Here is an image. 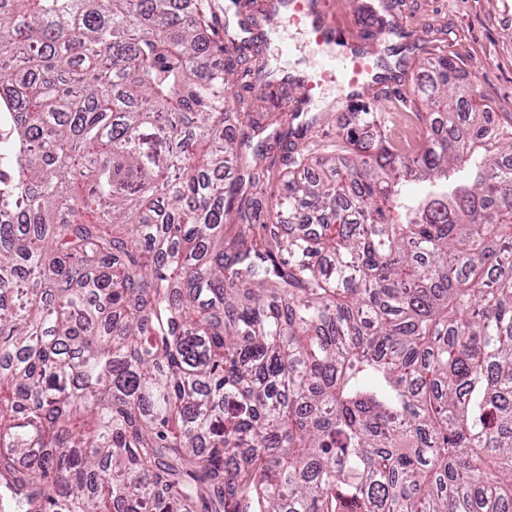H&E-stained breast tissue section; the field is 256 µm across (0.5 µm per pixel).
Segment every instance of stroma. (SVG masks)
<instances>
[{
  "mask_svg": "<svg viewBox=\"0 0 512 512\" xmlns=\"http://www.w3.org/2000/svg\"><path fill=\"white\" fill-rule=\"evenodd\" d=\"M218 36L237 58L245 79L224 103L227 111L256 104L266 83L287 82L294 124L306 128L301 148L329 152L340 143L347 113L336 103L342 85L330 74L326 47L318 45L302 25L282 23L280 0H211ZM337 19V47L377 48L376 62L390 84L375 93L379 111H392L404 98V111L419 108L413 100V75L432 53L453 56L464 83L484 97L495 122L512 123V0H331ZM312 82L313 98L304 100L300 85ZM265 159L255 147L243 153L251 168L264 171L276 190H283L293 150L275 143L271 131L258 136Z\"/></svg>",
  "mask_w": 512,
  "mask_h": 512,
  "instance_id": "stroma-1",
  "label": "stroma"
}]
</instances>
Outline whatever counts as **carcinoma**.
Masks as SVG:
<instances>
[{"instance_id": "cac0c4a2", "label": "carcinoma", "mask_w": 512, "mask_h": 512, "mask_svg": "<svg viewBox=\"0 0 512 512\" xmlns=\"http://www.w3.org/2000/svg\"><path fill=\"white\" fill-rule=\"evenodd\" d=\"M212 24L0 0V512H512V127L431 55L249 196ZM260 233H263L261 224L246 226L244 224H237L236 220L233 219L230 223L224 224V243L232 246L241 240L247 242L255 238L258 240Z\"/></svg>"}]
</instances>
